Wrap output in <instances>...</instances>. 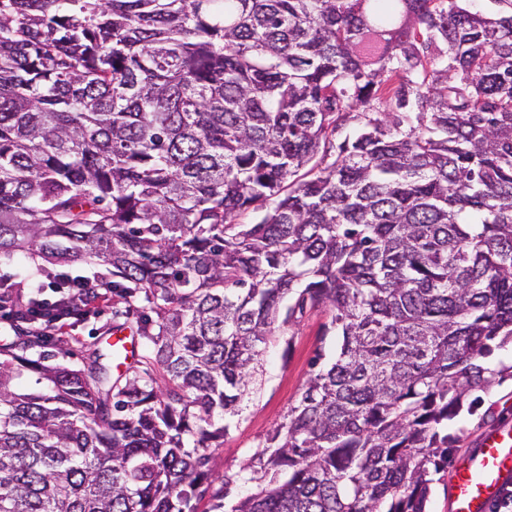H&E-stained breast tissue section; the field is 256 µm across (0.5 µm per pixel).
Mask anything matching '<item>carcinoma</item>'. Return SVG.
<instances>
[{"instance_id": "obj_1", "label": "carcinoma", "mask_w": 512, "mask_h": 512, "mask_svg": "<svg viewBox=\"0 0 512 512\" xmlns=\"http://www.w3.org/2000/svg\"><path fill=\"white\" fill-rule=\"evenodd\" d=\"M470 2L0 0L12 316L54 319L45 264L80 261L142 340L117 376L110 335L0 347V512H196L309 307L339 348L230 512H426L512 344V14Z\"/></svg>"}]
</instances>
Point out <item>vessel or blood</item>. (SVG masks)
<instances>
[{
  "instance_id": "b4317fda",
  "label": "vessel or blood",
  "mask_w": 512,
  "mask_h": 512,
  "mask_svg": "<svg viewBox=\"0 0 512 512\" xmlns=\"http://www.w3.org/2000/svg\"><path fill=\"white\" fill-rule=\"evenodd\" d=\"M512 487V424L489 431L472 454L459 461L448 493L450 512H492Z\"/></svg>"
}]
</instances>
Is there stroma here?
<instances>
[{"label":"stroma","mask_w":512,"mask_h":512,"mask_svg":"<svg viewBox=\"0 0 512 512\" xmlns=\"http://www.w3.org/2000/svg\"><path fill=\"white\" fill-rule=\"evenodd\" d=\"M114 300L92 305L84 319H67L63 328L47 337L45 351L56 361L80 365L81 349L105 336L113 325ZM278 340L265 354L263 374L242 414L235 417L224 443L212 453L216 475L230 478L224 500L205 495L200 512H228L230 506L250 493L252 484L243 481L244 469L261 451L268 434L280 424L290 407L297 405L310 377L311 361L317 351L334 356L338 338L330 318L322 308L306 309L299 323L283 325ZM482 402L473 411L461 414L448 424L458 434L454 459L466 457L477 448L483 435L496 425L512 421V380L493 384L481 394Z\"/></svg>","instance_id":"stroma-1"}]
</instances>
